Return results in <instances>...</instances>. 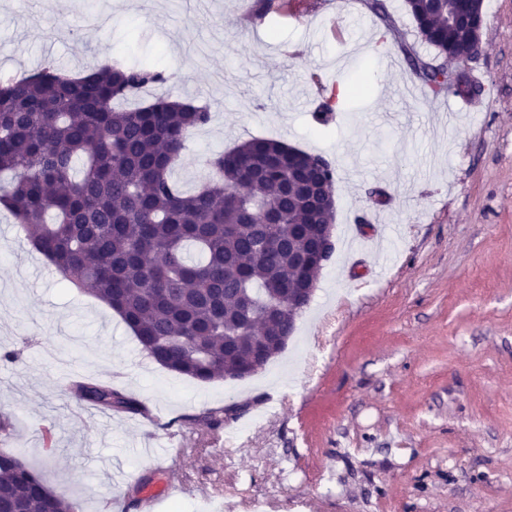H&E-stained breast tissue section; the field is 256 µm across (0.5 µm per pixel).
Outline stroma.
I'll return each mask as SVG.
<instances>
[{
    "mask_svg": "<svg viewBox=\"0 0 512 512\" xmlns=\"http://www.w3.org/2000/svg\"><path fill=\"white\" fill-rule=\"evenodd\" d=\"M0 0V73L101 61L170 73L160 91L209 104L174 176L253 136L329 159L335 251L285 349L241 381L151 361L25 237L0 248V450L77 512H144L135 482L183 481L155 512H512V0H483L484 93L446 127L396 93L405 54L433 51L404 0ZM393 57L394 68L378 61ZM364 77L328 127L320 86ZM391 232L375 240V212ZM112 385L141 414L83 410L58 378ZM221 424L203 422L207 412Z\"/></svg>",
    "mask_w": 512,
    "mask_h": 512,
    "instance_id": "stroma-1",
    "label": "stroma"
}]
</instances>
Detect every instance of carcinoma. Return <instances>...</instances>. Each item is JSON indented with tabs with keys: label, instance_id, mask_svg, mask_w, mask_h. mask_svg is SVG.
I'll list each match as a JSON object with an SVG mask.
<instances>
[{
	"label": "carcinoma",
	"instance_id": "cac0c4a2",
	"mask_svg": "<svg viewBox=\"0 0 512 512\" xmlns=\"http://www.w3.org/2000/svg\"><path fill=\"white\" fill-rule=\"evenodd\" d=\"M417 34L434 50L414 55L416 74L435 94L443 61L473 49L450 43L448 0H405ZM168 80L148 64L119 60L85 74L52 64L20 76L0 75V209L23 226L33 250L60 281L87 290L112 308L141 349L160 366L200 382L226 378L253 355L264 313L279 312L294 331L288 289L295 257L316 224L292 181L335 183L332 164L285 143L254 137L209 162L193 192L172 177L189 134L211 120L210 107L157 96L131 110L114 102ZM366 91L359 78L343 95L331 88L320 105L342 112ZM277 216L266 237L261 216ZM78 401L118 413L140 403L96 381H80ZM0 489L23 512H75L13 454L0 452Z\"/></svg>",
	"mask_w": 512,
	"mask_h": 512
}]
</instances>
